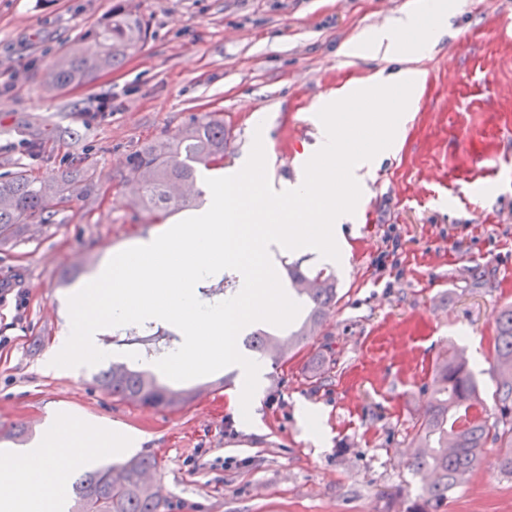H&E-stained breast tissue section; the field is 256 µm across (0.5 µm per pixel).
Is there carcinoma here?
<instances>
[{"mask_svg": "<svg viewBox=\"0 0 512 512\" xmlns=\"http://www.w3.org/2000/svg\"><path fill=\"white\" fill-rule=\"evenodd\" d=\"M147 24L125 7V0L112 4V14L80 34L53 61L48 85L54 89L73 83H88L104 71L120 67L146 40ZM230 131L217 112L194 118L172 139L157 140L133 152L127 160L124 182L160 221L179 208L192 206L193 199H178L170 190L190 184L199 169L224 166ZM63 199L62 184L39 179L25 171L0 174V242L34 220H44L51 202ZM288 279L297 295L306 298L307 313L287 337L288 351L317 335L325 313L336 304V276L322 270L305 272L299 264L288 267ZM492 372L495 421L480 417L477 381L467 359L450 347L434 363L429 405L412 428V467L417 473H432L422 486L423 512H438L448 493L467 482L482 462L490 442L510 452L498 457L497 465L512 473V305L495 317ZM274 335L257 330L249 337L252 351L266 353ZM96 385L135 406L181 407L202 395V388L174 389L155 376L132 370L124 363H111L95 375ZM157 468L151 454L120 465L85 472L75 483L70 512H168V502L158 498L144 480V472Z\"/></svg>", "mask_w": 512, "mask_h": 512, "instance_id": "cac0c4a2", "label": "carcinoma"}]
</instances>
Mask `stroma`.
<instances>
[{
    "instance_id": "1",
    "label": "stroma",
    "mask_w": 512,
    "mask_h": 512,
    "mask_svg": "<svg viewBox=\"0 0 512 512\" xmlns=\"http://www.w3.org/2000/svg\"><path fill=\"white\" fill-rule=\"evenodd\" d=\"M408 0H132L149 24L142 48L86 85L56 91L55 57L108 17L112 0H0V173L70 184L0 244V448L25 452L30 419L80 416L135 438L96 464L155 455L170 512H413L422 477L409 434L426 411L433 365L463 349L491 401L495 316L512 304V0H452L448 32L414 64L425 81L402 145L341 225L339 260L312 248L273 251L275 268L332 269L337 302L317 336L263 360L249 414L235 405L240 366L205 376L200 404L142 408L96 388L95 367L47 363L70 319L68 299L136 240L158 234L120 182L129 153L220 113L232 134L224 174L261 137L274 189L297 182L289 153L313 156L318 111L346 86L396 64L342 47L388 27ZM108 95L112 113L82 109ZM78 129V138L68 135ZM43 133L42 158L26 143ZM481 268L471 287L468 270ZM328 373L324 386L313 376ZM490 444L441 512H512V474Z\"/></svg>"
}]
</instances>
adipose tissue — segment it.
I'll return each instance as SVG.
<instances>
[{
    "label": "adipose tissue",
    "instance_id": "ef3b65f1",
    "mask_svg": "<svg viewBox=\"0 0 512 512\" xmlns=\"http://www.w3.org/2000/svg\"><path fill=\"white\" fill-rule=\"evenodd\" d=\"M447 0H411L393 25L377 32L371 42L347 44L345 53L374 55L397 61L404 56H426L446 31ZM125 436L91 433L81 420H55L25 453L0 449V512H63L66 486L55 498L43 494L44 484L61 477L99 452L129 446Z\"/></svg>",
    "mask_w": 512,
    "mask_h": 512
}]
</instances>
